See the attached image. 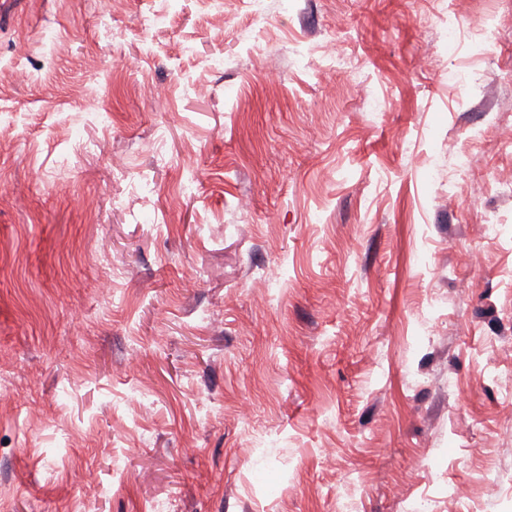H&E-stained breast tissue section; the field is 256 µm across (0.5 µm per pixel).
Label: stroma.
Instances as JSON below:
<instances>
[{
  "instance_id": "obj_1",
  "label": "stroma",
  "mask_w": 512,
  "mask_h": 512,
  "mask_svg": "<svg viewBox=\"0 0 512 512\" xmlns=\"http://www.w3.org/2000/svg\"><path fill=\"white\" fill-rule=\"evenodd\" d=\"M424 500L512 512V0H0V512Z\"/></svg>"
}]
</instances>
